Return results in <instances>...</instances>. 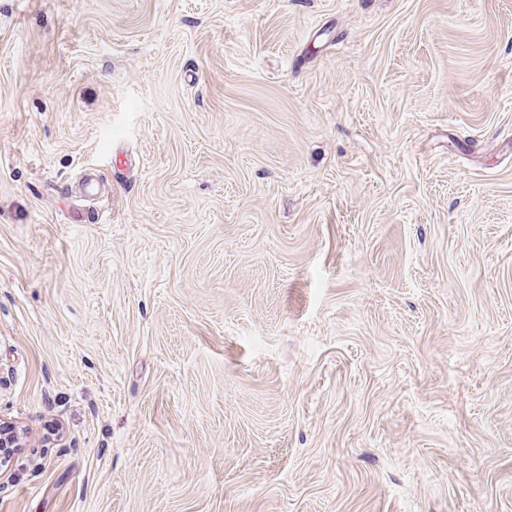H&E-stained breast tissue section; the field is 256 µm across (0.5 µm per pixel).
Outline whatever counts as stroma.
<instances>
[{"label":"stroma","mask_w":512,"mask_h":512,"mask_svg":"<svg viewBox=\"0 0 512 512\" xmlns=\"http://www.w3.org/2000/svg\"><path fill=\"white\" fill-rule=\"evenodd\" d=\"M0 420V512H512V0H0Z\"/></svg>","instance_id":"stroma-1"}]
</instances>
